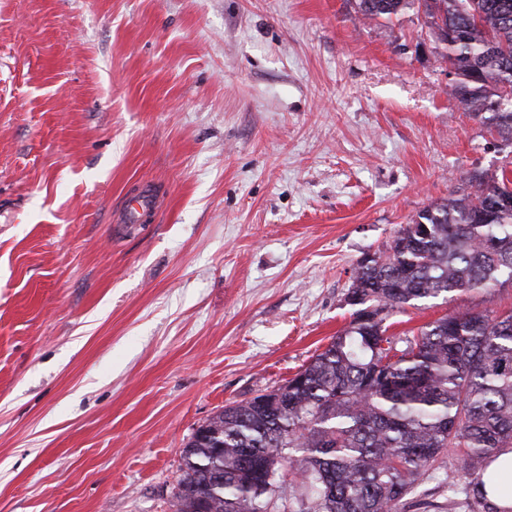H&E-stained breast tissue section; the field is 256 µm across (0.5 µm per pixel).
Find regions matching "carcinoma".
<instances>
[{
    "label": "carcinoma",
    "instance_id": "carcinoma-1",
    "mask_svg": "<svg viewBox=\"0 0 512 512\" xmlns=\"http://www.w3.org/2000/svg\"><path fill=\"white\" fill-rule=\"evenodd\" d=\"M357 0L358 18L423 14L448 93L512 142V0ZM347 295L377 322L348 327L278 388L224 406L182 451L176 512H396L446 448L481 477L512 448V312L454 311L412 336L391 313L512 282V178L480 174L431 202Z\"/></svg>",
    "mask_w": 512,
    "mask_h": 512
}]
</instances>
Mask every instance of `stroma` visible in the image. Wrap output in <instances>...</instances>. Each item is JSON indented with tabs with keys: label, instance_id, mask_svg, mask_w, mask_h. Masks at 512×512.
<instances>
[{
	"label": "stroma",
	"instance_id": "1",
	"mask_svg": "<svg viewBox=\"0 0 512 512\" xmlns=\"http://www.w3.org/2000/svg\"><path fill=\"white\" fill-rule=\"evenodd\" d=\"M356 0H0V512H174L182 450L351 320L365 255L512 165ZM152 189L150 222L118 219ZM512 310V285L393 312ZM441 453L399 512H487Z\"/></svg>",
	"mask_w": 512,
	"mask_h": 512
}]
</instances>
